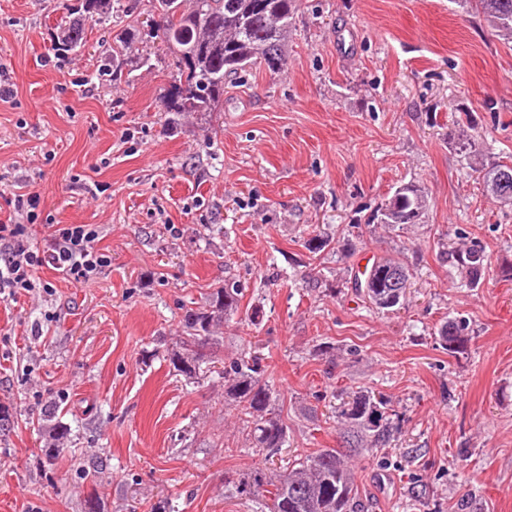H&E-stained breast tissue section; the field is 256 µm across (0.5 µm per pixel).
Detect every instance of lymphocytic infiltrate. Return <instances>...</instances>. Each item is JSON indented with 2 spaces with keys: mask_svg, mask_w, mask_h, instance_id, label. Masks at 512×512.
Instances as JSON below:
<instances>
[{
  "mask_svg": "<svg viewBox=\"0 0 512 512\" xmlns=\"http://www.w3.org/2000/svg\"><path fill=\"white\" fill-rule=\"evenodd\" d=\"M37 206L35 195H16L14 220L0 224L1 299L14 300L42 288L36 276L39 269L49 267L65 279L88 285L111 262L99 246L100 229L95 224H52L45 245L34 244Z\"/></svg>",
  "mask_w": 512,
  "mask_h": 512,
  "instance_id": "f902f5d3",
  "label": "lymphocytic infiltrate"
}]
</instances>
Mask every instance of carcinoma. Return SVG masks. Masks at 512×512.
<instances>
[{"instance_id": "carcinoma-1", "label": "carcinoma", "mask_w": 512, "mask_h": 512, "mask_svg": "<svg viewBox=\"0 0 512 512\" xmlns=\"http://www.w3.org/2000/svg\"><path fill=\"white\" fill-rule=\"evenodd\" d=\"M460 4L483 16L497 36L512 43V0H460ZM122 0H77L69 9V21L55 42L59 51H74L84 45L88 21H102L127 15ZM297 0H152L153 11H161L162 23L152 35L167 46L173 56L172 82L160 97L167 112L209 116L224 104V85L242 71L281 72L287 64L288 36ZM136 32L135 21L115 36L112 51L102 60L99 75L117 81L125 69V46ZM448 140L464 154L469 168L480 175L486 190L498 201L508 195L512 204V156H489L473 148L469 128L458 126ZM428 198L419 184L399 185L387 202L368 217L393 226L404 216L406 224L423 222ZM452 263L465 272L469 283L478 286L487 265L484 251L475 245L458 247L448 253ZM407 262L381 257L354 276L353 288L379 311H391L403 302L391 288L392 279L410 282ZM242 291L226 283L207 294L205 304L186 312L179 346L166 350L173 370L196 379L202 365L212 362L204 348L213 340V329L224 318L238 313ZM443 347L460 353L468 347V324L450 319L437 329ZM224 394L237 409L250 448L272 458L288 438V425L275 412L277 395L265 377L260 357L243 351L222 371ZM336 418L343 425L340 445L323 448L287 464L280 474L257 468L227 486L231 496L252 495L264 499L268 512H361L362 505L347 452H371L385 448L401 430V417L388 403L369 393H357L340 404Z\"/></svg>"}]
</instances>
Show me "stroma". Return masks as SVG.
Listing matches in <instances>:
<instances>
[{
	"instance_id": "35a3bbf8",
	"label": "stroma",
	"mask_w": 512,
	"mask_h": 512,
	"mask_svg": "<svg viewBox=\"0 0 512 512\" xmlns=\"http://www.w3.org/2000/svg\"><path fill=\"white\" fill-rule=\"evenodd\" d=\"M61 0H0V222L34 192L50 224H95L112 261L89 286L39 270L48 290L0 299V512H256L224 493L265 465L218 377L189 382L165 358L187 310L230 281L241 307L217 331L230 362L255 343L288 441L281 460L339 445V391L383 397L402 418L390 447L352 456L363 512H512V207L484 192L447 142L470 126L512 155V47L456 0H298L284 72L253 71L206 119L163 111V46L142 32L122 80L97 76L117 32L88 22L54 48ZM431 199L423 223L369 216L400 183ZM333 239L313 254L312 234ZM480 245L466 286L447 246ZM415 269L405 305L371 308L350 283L374 259ZM258 306L259 318L248 309ZM461 318L451 354L436 331ZM69 428L47 459L46 413ZM101 464L90 485L77 461ZM468 324L463 319H448L437 329V335L443 347L451 353H460L468 347L471 340Z\"/></svg>"
}]
</instances>
